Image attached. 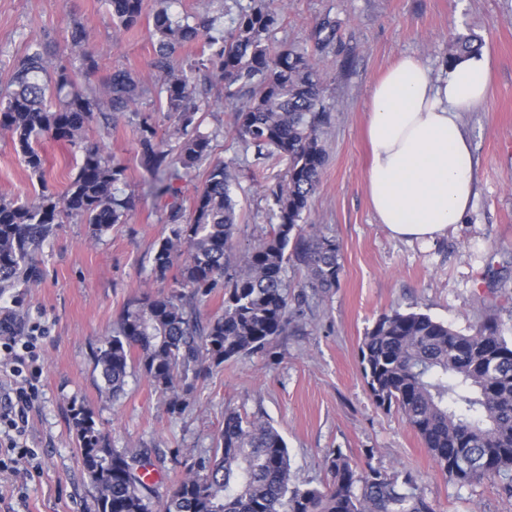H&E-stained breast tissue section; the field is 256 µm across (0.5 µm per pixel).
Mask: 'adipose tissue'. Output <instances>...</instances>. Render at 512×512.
<instances>
[{
  "mask_svg": "<svg viewBox=\"0 0 512 512\" xmlns=\"http://www.w3.org/2000/svg\"><path fill=\"white\" fill-rule=\"evenodd\" d=\"M485 55L460 60L433 78L412 56L401 57L375 84L365 127L371 209L393 237L432 241L469 213L474 160L460 115L488 97Z\"/></svg>",
  "mask_w": 512,
  "mask_h": 512,
  "instance_id": "ef3b65f1",
  "label": "adipose tissue"
}]
</instances>
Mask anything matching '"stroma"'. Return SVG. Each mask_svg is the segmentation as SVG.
Returning <instances> with one entry per match:
<instances>
[{
  "label": "stroma",
  "instance_id": "obj_1",
  "mask_svg": "<svg viewBox=\"0 0 512 512\" xmlns=\"http://www.w3.org/2000/svg\"><path fill=\"white\" fill-rule=\"evenodd\" d=\"M249 3L179 0L172 14L209 17L219 36ZM325 17L338 23L333 50L319 60L332 121L322 136L327 163L307 221L340 245L338 288L310 297L302 319L265 351L226 362L200 380L183 412L171 413L138 373L111 399L92 352L125 304L167 291L168 282L152 273L167 203L148 191L137 117L91 124L86 137L105 142L127 167L119 195L130 198L132 207L124 223L98 238L81 219H69L36 252L44 277L24 289L22 305H14L11 295L0 296V307L15 309L22 326L44 331L43 373L25 436L36 457L0 470V512H97L70 420L75 404L94 413L112 447L153 449L159 458L154 487L161 499L183 477L185 458L211 453L224 413L232 409L279 430L297 480L323 484L326 458L338 449L362 466L419 473L436 512H512V497L499 484L484 480L461 489L446 478L402 416L375 405L359 363L365 333L394 310L423 312L460 331L493 314L504 336L512 337V0H288L272 41L312 48L311 33ZM76 23L86 28L98 61L92 84L116 69L131 72L146 89L142 108L150 112L158 138L178 148L173 124L152 90L155 41L149 26H117L105 0H0V81L35 37L47 42L52 60H71L68 36ZM468 32L482 36L491 62L487 103L461 115L473 144V208L464 223L436 241L392 237L375 218L366 190L363 130L372 88L405 55L440 71L450 37ZM197 90L207 101L200 130L213 138L212 158L228 163L235 176L242 254L275 221L263 185L283 179L286 165H257L253 151L238 141L223 83L201 79ZM40 147L49 185L63 192L80 152L47 135ZM38 189L9 134L0 132V197L29 202Z\"/></svg>",
  "mask_w": 512,
  "mask_h": 512
}]
</instances>
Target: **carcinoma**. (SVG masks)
<instances>
[{"instance_id": "1", "label": "carcinoma", "mask_w": 512, "mask_h": 512, "mask_svg": "<svg viewBox=\"0 0 512 512\" xmlns=\"http://www.w3.org/2000/svg\"><path fill=\"white\" fill-rule=\"evenodd\" d=\"M175 0H157L152 36L158 94L181 139L172 153L147 121L139 124V159L150 174V191L169 197L168 233L156 245L152 271L164 280L175 263L179 274L166 294L128 302L112 333L94 351L95 367L108 393L117 398L135 372L148 379L169 410L189 405L196 382L224 363L265 350L297 318L284 271L295 260L307 271V287L326 293L339 284L340 245L302 227L311 196L327 161L321 135L331 123L321 95L316 57L329 52L336 21L325 18L312 34L314 54L286 43L273 49L270 32L283 21L282 0H251L226 35L208 31L209 20H172ZM113 19L126 30L145 16V0H106ZM70 50L84 77L96 72L81 24L70 30ZM203 40L198 57L176 65L177 48ZM481 37L457 34L447 65L478 51ZM224 83L235 102L233 128L257 158L288 160L287 178L265 188L276 223L256 238L242 260L236 257L238 217L224 162L209 164L191 211L175 202L177 182L210 159L212 138L198 131L196 74ZM54 90L59 105L46 104ZM143 85L126 70H114L99 86L80 84L66 65L50 61L38 40L12 66L0 87V130L11 135L41 192L28 203L0 198V294L33 285L40 270L33 250L54 237L70 217L82 218L100 236L124 223L131 202L117 195L126 167L106 143L83 138L95 118L104 121L139 111ZM49 134L78 148L82 161L67 190L50 191L38 139ZM224 289V307L201 320L199 304ZM360 364L377 407L396 408L419 435L438 469L458 487L497 481L512 495V339L488 315L462 332L424 313L382 315L365 333ZM81 463L94 485L97 512H435L410 471L387 473L362 467L341 451L326 459L321 486L292 478L287 444L271 424L237 411L224 414L208 456L191 458L185 475L165 500H156L146 481L154 466L146 449L114 448L93 412L71 407Z\"/></svg>"}]
</instances>
